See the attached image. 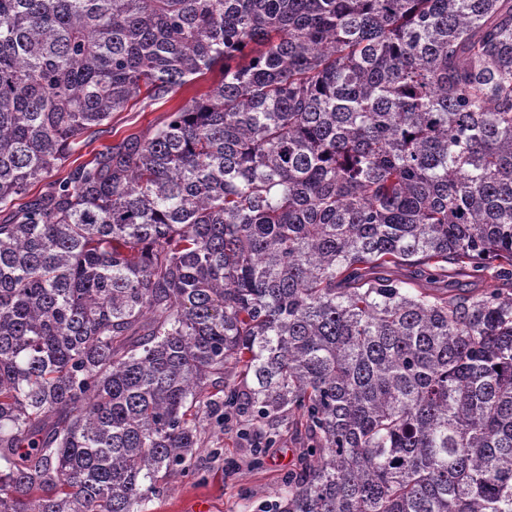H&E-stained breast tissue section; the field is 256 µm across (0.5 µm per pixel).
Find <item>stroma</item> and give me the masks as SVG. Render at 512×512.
<instances>
[{
	"label": "stroma",
	"mask_w": 512,
	"mask_h": 512,
	"mask_svg": "<svg viewBox=\"0 0 512 512\" xmlns=\"http://www.w3.org/2000/svg\"><path fill=\"white\" fill-rule=\"evenodd\" d=\"M165 112V105L140 102L113 113L107 132L90 138L75 153V162L91 160L128 133H149ZM201 442L185 471L170 475L152 512H263L286 481L303 445L302 437L284 424L277 432L265 430L250 439L240 437L235 425L213 417L201 424Z\"/></svg>",
	"instance_id": "1"
}]
</instances>
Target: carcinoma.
Listing matches in <instances>:
<instances>
[{
	"mask_svg": "<svg viewBox=\"0 0 512 512\" xmlns=\"http://www.w3.org/2000/svg\"><path fill=\"white\" fill-rule=\"evenodd\" d=\"M234 402L274 512H512V0H0V512H151ZM209 84L210 80L194 82L181 90L176 98L166 105L138 102L136 105L129 106L126 111L113 113L110 124L104 127L107 128L108 132L88 138L87 145L75 153L65 164V167L54 170L47 181L64 177L71 166L91 160L96 153L104 150L105 147L118 143L129 132L148 134L152 128L162 121L166 110L170 106L177 104L182 98L190 97L197 90L204 91ZM74 160L75 162L72 164Z\"/></svg>",
	"mask_w": 512,
	"mask_h": 512,
	"instance_id": "obj_1",
	"label": "carcinoma"
}]
</instances>
